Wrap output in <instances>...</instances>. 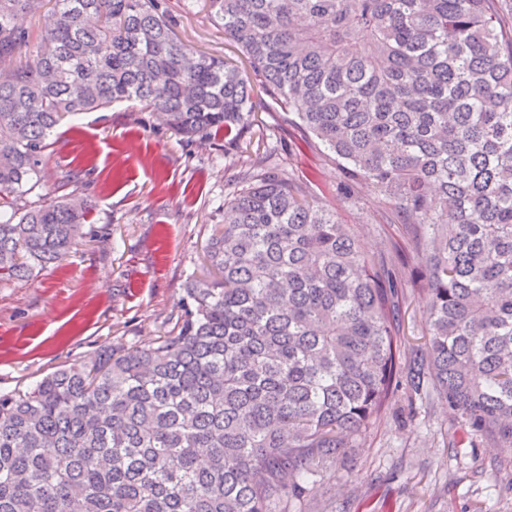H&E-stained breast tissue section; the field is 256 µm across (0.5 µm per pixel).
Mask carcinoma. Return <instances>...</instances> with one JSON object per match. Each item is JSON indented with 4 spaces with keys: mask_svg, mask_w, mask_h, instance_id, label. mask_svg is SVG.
<instances>
[{
    "mask_svg": "<svg viewBox=\"0 0 512 512\" xmlns=\"http://www.w3.org/2000/svg\"><path fill=\"white\" fill-rule=\"evenodd\" d=\"M45 2L0 0V281L60 262L91 223L45 188L66 116L130 102L183 138L238 140L256 85L412 256L367 254L249 160L168 334L0 393V512H276L425 382L512 453V0H208L253 81L174 37L159 0ZM20 14L42 18L37 44ZM424 304L425 300L418 292L408 293L406 301L403 303V327L405 338L410 344H422L425 341Z\"/></svg>",
    "mask_w": 512,
    "mask_h": 512,
    "instance_id": "obj_1",
    "label": "carcinoma"
}]
</instances>
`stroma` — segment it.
<instances>
[{
	"mask_svg": "<svg viewBox=\"0 0 512 512\" xmlns=\"http://www.w3.org/2000/svg\"><path fill=\"white\" fill-rule=\"evenodd\" d=\"M175 36L236 66L243 57L206 0H163ZM239 141L186 143L159 113L127 103L57 128L47 189L66 174L90 180L89 233L59 265L25 282H0V393L23 390L62 367L80 368L102 344L130 346L167 334L186 280L206 273L204 247L224 201L253 156L306 183L313 199L354 226L362 248L391 257L407 239L380 221L370 193L346 202L326 152L301 144L288 115L263 98ZM280 512H512V454L469 439L423 388L398 390L389 411L289 496Z\"/></svg>",
	"mask_w": 512,
	"mask_h": 512,
	"instance_id": "obj_1",
	"label": "stroma"
}]
</instances>
